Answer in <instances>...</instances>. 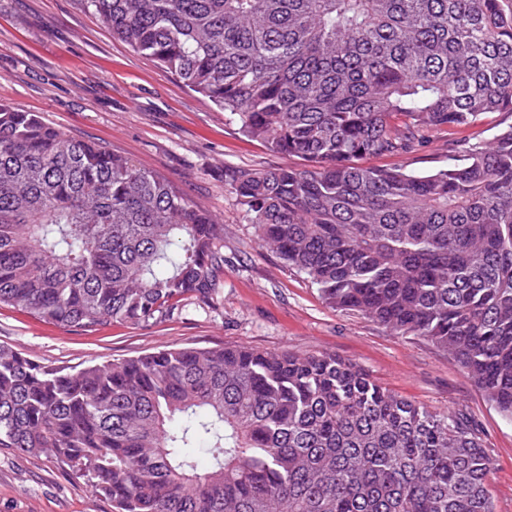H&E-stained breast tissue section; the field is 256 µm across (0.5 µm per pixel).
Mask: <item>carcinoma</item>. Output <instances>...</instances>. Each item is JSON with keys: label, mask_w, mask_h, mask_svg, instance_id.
Segmentation results:
<instances>
[{"label": "carcinoma", "mask_w": 512, "mask_h": 512, "mask_svg": "<svg viewBox=\"0 0 512 512\" xmlns=\"http://www.w3.org/2000/svg\"><path fill=\"white\" fill-rule=\"evenodd\" d=\"M511 1L82 0L245 136L312 163L232 175L263 246L331 307L447 351L512 420V126L431 174L360 164L512 113ZM219 231L159 175L0 102V304L87 334L212 305ZM0 448L50 453L116 512H493L470 417L331 354L65 372L0 347Z\"/></svg>", "instance_id": "cac0c4a2"}]
</instances>
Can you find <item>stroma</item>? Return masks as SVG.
Returning <instances> with one entry per match:
<instances>
[{
  "label": "stroma",
  "mask_w": 512,
  "mask_h": 512,
  "mask_svg": "<svg viewBox=\"0 0 512 512\" xmlns=\"http://www.w3.org/2000/svg\"><path fill=\"white\" fill-rule=\"evenodd\" d=\"M0 100L165 178L216 218L224 254L216 304L189 298L168 316L139 325L116 322L93 335L1 305L0 346L67 371L181 347L333 354L416 405L469 415L489 450L494 512H512V421L467 371L431 342L331 308L303 274L260 245L249 214L228 188L232 172L301 168L304 160L245 139L230 116L131 51L80 0H0ZM510 125L512 114L495 112L477 126L436 134L414 153L369 156L362 163L427 174L447 168L459 141L486 142ZM0 512L113 508L50 458L0 448Z\"/></svg>",
  "instance_id": "stroma-1"
}]
</instances>
